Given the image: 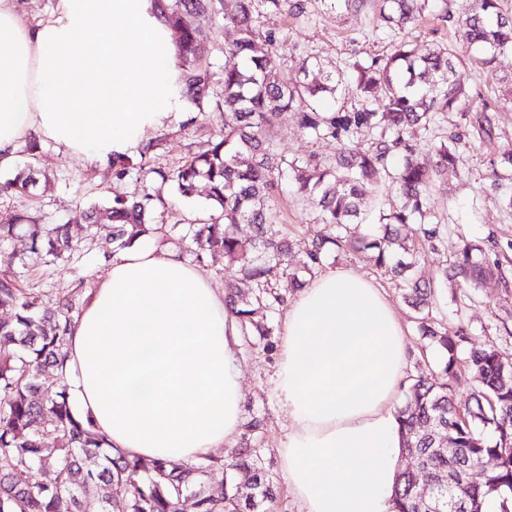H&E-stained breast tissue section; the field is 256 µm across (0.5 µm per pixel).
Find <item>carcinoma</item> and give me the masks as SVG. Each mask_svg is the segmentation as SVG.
I'll use <instances>...</instances> for the list:
<instances>
[{"label": "carcinoma", "instance_id": "cac0c4a2", "mask_svg": "<svg viewBox=\"0 0 512 512\" xmlns=\"http://www.w3.org/2000/svg\"><path fill=\"white\" fill-rule=\"evenodd\" d=\"M374 2L383 25L396 34L422 18L429 6V0ZM151 6L175 32L181 82L186 95L199 104L214 95L212 74L198 60L205 38L200 18L220 15L237 31L238 37L224 44V131L169 174L146 166L152 143L141 148L137 165L116 157L112 168L117 178L154 173L175 183L179 201L192 198L197 184H206L213 209L204 222L189 225L182 240H190L187 252L194 261L201 263L207 253L221 250L228 266L236 267L249 293L232 290L224 296L225 305L242 331L256 333L266 349L273 348L268 340L272 312L283 303L277 280L286 278L289 286L301 287L303 277L314 276L336 250L372 252L377 266L403 281L418 331L441 353L440 372L454 377L463 368L475 385L473 396L462 403L451 385L436 382L430 371L410 379L399 417L404 448L416 453L420 467L398 472L396 512H456L455 503L461 500L472 512H482L487 497L498 500L500 512H512V366L493 345L467 347L465 337L435 325L430 317L434 284L417 273L414 250L400 236L402 227L415 218L425 225L427 241L439 232L436 226L428 227L427 197L437 181L455 171L456 151L445 141L430 142L422 151L407 136L416 128L429 130L454 110L472 111L473 100L455 77L457 51L438 47L420 54L402 37L393 41L390 55L354 65L348 84L340 72L319 82L290 83L277 71L274 36L256 26L255 0H151ZM462 28L464 41L478 51L469 57L471 63L489 65L512 54V16L503 12L499 0H473ZM324 93L348 94L354 103L330 113L308 104ZM381 97L388 101L383 111L373 107ZM288 111L310 136L335 140L336 156L304 160L280 153L265 127L273 114ZM359 136L368 138V148L351 146ZM398 147L404 150L402 161L390 170L385 159ZM34 174L32 168L20 172L4 187L27 190L36 184ZM284 182L293 183L307 198L323 225L304 244L305 260L294 268L275 214L260 206L261 199ZM368 184L395 196L398 205L386 210L369 200ZM155 200L149 192L116 195L107 207L88 208L86 231L92 235L107 225L118 248L128 246L154 231L150 216ZM238 224L255 225L251 245L237 236ZM21 229L30 240V252L39 257L70 259L76 251L66 224H30L19 216L13 224L0 225V306L13 310L11 319L0 320V512H82L83 499L91 492L98 495L101 512H112L117 503L123 512H180L187 496L194 498L196 512H274L277 483L251 447L263 428L260 417L244 424L243 446L232 455L172 466L129 460L112 451L106 436L75 412L67 390L45 396L56 382L64 381L71 312L79 289L47 293L22 285L13 257L1 250ZM482 253L478 242L461 239L442 280L478 288L494 275ZM46 300L54 302L55 310L42 309ZM439 434L452 442L462 467L448 468V451L440 450ZM489 457L504 462L476 471V464ZM36 468L49 479L32 482ZM216 471L224 473V481L212 492L208 482ZM444 473L448 483L437 486L432 497L415 498L416 487L426 477Z\"/></svg>", "mask_w": 512, "mask_h": 512}]
</instances>
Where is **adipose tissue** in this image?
I'll use <instances>...</instances> for the list:
<instances>
[{
  "label": "adipose tissue",
  "instance_id": "obj_1",
  "mask_svg": "<svg viewBox=\"0 0 512 512\" xmlns=\"http://www.w3.org/2000/svg\"><path fill=\"white\" fill-rule=\"evenodd\" d=\"M177 76L149 0H57L37 22L0 0V167L33 139L91 163L133 154L182 110ZM238 344L208 277L175 247L138 242L73 318L65 376L77 414L125 457L192 464L243 429ZM408 356L391 304L353 271L320 274L290 302L273 390L300 512H396Z\"/></svg>",
  "mask_w": 512,
  "mask_h": 512
}]
</instances>
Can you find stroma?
Returning <instances> with one entry per match:
<instances>
[{"mask_svg": "<svg viewBox=\"0 0 512 512\" xmlns=\"http://www.w3.org/2000/svg\"><path fill=\"white\" fill-rule=\"evenodd\" d=\"M304 13L277 12L266 0H258L256 21L262 31L272 33L282 46L277 67L288 79L303 80V64L319 65L327 72L347 69L356 61L389 54L391 40L379 29L372 6L356 13L336 12L322 0H306ZM472 0H432L429 12L409 29V38L419 50L438 46H462L461 24L470 14ZM206 37L200 46L203 63L214 74L215 88L224 82V45L235 37L222 18L201 21ZM457 76L475 93V109L451 112L438 121L433 137L451 138L459 156L457 171L447 182L435 186L430 195L431 211L440 226L435 248L425 249L420 258L422 269L433 273L445 267L458 250L462 238L483 241L484 257L496 272L483 287L459 289L440 284L436 290L434 319L459 332L468 345L493 342L503 360L512 361V208L501 202L504 192L496 174L501 171L504 152L512 151V58L493 68L457 65ZM224 127V111L215 103L196 106L186 102L183 111L173 113L170 122L148 133L153 141L147 164L168 172L180 167L192 154L204 149L208 139ZM269 136L280 152L290 157L320 158L334 156L337 143L319 140L300 130L293 113L277 114L268 127ZM33 165L45 172V179L26 190L0 193V224L12 223L16 216L28 215L43 224H67L78 238L80 262L57 261L44 264L29 251V241L20 236L5 250L15 257V268L24 285L54 290L82 282L84 289L94 288L105 275L117 249L108 234L93 239L84 236L83 213L89 204L109 203L113 194H133L142 188L168 199L176 194L170 183L155 176L139 182L135 176L115 178L111 165L89 163L73 157L49 141L39 144L37 153L21 150L15 169L0 171V184L12 179L16 168ZM278 221L290 240L297 241L317 228V212L293 187H285L273 201ZM210 211L206 188L163 216V228L154 233L156 241L172 244L185 234L189 224L205 218ZM324 270L349 269L371 279L391 303L401 321L409 348L406 376H415L425 365H437L436 349L422 339L414 314L402 296L401 283L391 280L367 253H335L323 265ZM244 415H261L265 427L257 444L263 459L278 484L275 512H299L289 496L286 478L276 451L284 432L286 418L274 395L272 376L276 351L264 349L257 337L242 336L238 348Z\"/></svg>", "mask_w": 512, "mask_h": 512, "instance_id": "obj_1", "label": "stroma"}]
</instances>
